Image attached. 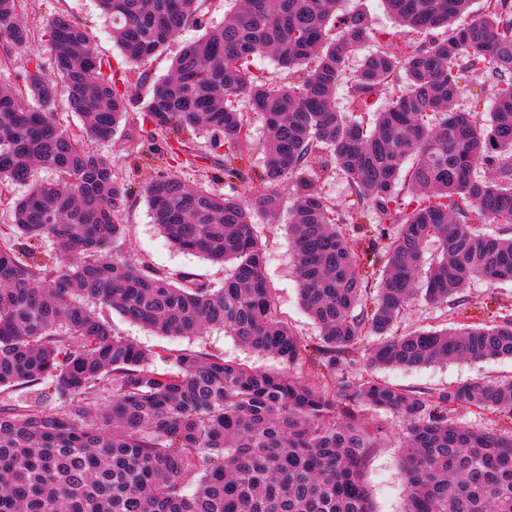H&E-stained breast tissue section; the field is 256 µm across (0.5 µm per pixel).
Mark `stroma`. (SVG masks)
Returning a JSON list of instances; mask_svg holds the SVG:
<instances>
[{
    "mask_svg": "<svg viewBox=\"0 0 512 512\" xmlns=\"http://www.w3.org/2000/svg\"><path fill=\"white\" fill-rule=\"evenodd\" d=\"M344 11H366L378 33L377 39L366 44L364 51L353 54L348 63V73H356L365 52L390 48L387 36L398 33L401 41L422 42V35L399 32L384 0H343ZM65 13L80 25L90 36L97 51L104 56H119L120 50L112 40L110 29L101 17L95 0H21L20 19L29 28L42 30L46 21L58 13ZM198 30L191 29L173 40L165 52L129 72L133 98L145 99L151 94L154 83L170 72L172 58L178 54L185 42L194 40ZM165 133L147 136L141 132L135 120L120 126L112 141L107 143L117 161L120 177L126 181L129 195L121 215L125 226V238L120 248L122 254L138 261H145L164 272L184 271L196 278L221 285L224 268L200 255L185 252L173 246L161 234L153 221L151 210L144 194L146 184L156 176L158 167L149 160L150 152L162 150ZM199 159L195 168L186 171L188 181L200 183L223 193H243L242 183L228 185L221 167L214 164L209 136L195 141ZM256 233L263 246L266 258L265 271L281 319L300 336L306 349V363L294 366L292 372L313 384H322L325 368L320 351V329L303 310L295 277L294 252L288 239V216L283 213L277 219H258ZM466 315L475 319H487L497 308L512 309V284H491L473 280L465 288ZM453 309L445 304L415 300L406 310L402 327L405 330L450 328L460 321ZM112 326L118 335L124 336L145 349L165 351L174 355L185 350L223 357L229 363H241L260 370H277L281 364L270 355H264L241 345L223 329L210 328L190 337H165L156 335L151 329L132 324L118 314H111ZM343 375L352 378H372L415 394L435 392L478 380L512 379V361L503 360H457L423 367L396 368L373 366L367 360L364 347L349 352L341 366ZM362 418L381 427L384 431L379 448L370 454L365 480L375 512H404L406 487L400 471L404 454L402 434L405 423L397 414L376 411L370 407H359Z\"/></svg>",
    "mask_w": 512,
    "mask_h": 512,
    "instance_id": "obj_1",
    "label": "stroma"
}]
</instances>
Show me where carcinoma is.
I'll return each instance as SVG.
<instances>
[{"label":"carcinoma","instance_id":"obj_1","mask_svg":"<svg viewBox=\"0 0 512 512\" xmlns=\"http://www.w3.org/2000/svg\"><path fill=\"white\" fill-rule=\"evenodd\" d=\"M338 2L234 0L137 111L150 136L171 126L211 134L214 152L225 149L224 179L247 184L246 204L184 179L199 155L177 136L145 186L171 243L226 265L218 288L117 253L129 191L112 154L86 147L112 140L127 120L130 68L202 26L199 0H97L121 51L114 60L58 14L41 34L53 72L35 54L22 86L0 89V193L28 186L0 224V387L49 382L59 401L0 406V512H373L364 468L383 431L358 419L360 405L407 423L406 512H512V432L448 421L450 406L512 416V380L425 396L344 377L316 387L196 351L162 356L117 335L103 314L159 336L219 327L288 368L302 363L305 347L277 313L254 231L255 215L279 216L297 179L288 230L330 379L368 333L373 365L512 359V310L488 324L400 331L419 296L457 310L471 280L512 281V238L481 229L512 224V0H482L467 21L470 0H385L400 26L445 35L366 55L348 86L357 115L336 109V92L347 59L374 32L365 13L340 14ZM19 9L0 0L6 55L36 38ZM265 52L292 82L274 84L255 65ZM464 73L483 79L485 122L453 109ZM385 84L392 97L369 120L370 97ZM61 90L82 127L52 112ZM242 99L268 132L251 178L239 166L250 153ZM488 163L500 181L475 176ZM38 168L52 178L35 180ZM337 173L357 206L340 208L316 189ZM371 210L399 224L374 293L359 269L363 238L348 233ZM21 239L50 246L56 259Z\"/></svg>","mask_w":512,"mask_h":512}]
</instances>
